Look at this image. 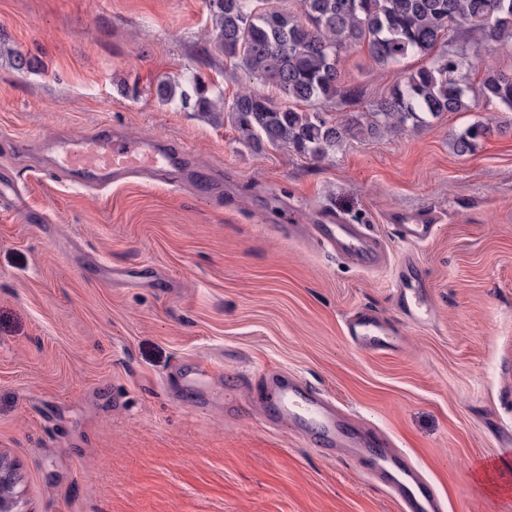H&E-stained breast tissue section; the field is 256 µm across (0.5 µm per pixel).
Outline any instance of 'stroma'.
Segmentation results:
<instances>
[{
	"mask_svg": "<svg viewBox=\"0 0 512 512\" xmlns=\"http://www.w3.org/2000/svg\"><path fill=\"white\" fill-rule=\"evenodd\" d=\"M208 0H0V454L20 512H399L363 463L314 448L250 405L268 372L297 376L418 464L446 512H512V485L478 476L512 460V132L470 154L448 146L474 122H512L475 102L420 127L350 139L317 161L244 143L230 119L162 102L157 83L197 74L232 104L280 91L231 66L207 34ZM37 58L19 71L10 51ZM411 55L344 56L335 118L365 112ZM109 127L180 152L175 171L105 190L54 175L41 146ZM370 225L384 267L327 253L295 224L324 214ZM397 214L438 217L424 243ZM413 257L433 318L405 317L393 288ZM368 309L400 336L372 354L345 335ZM203 392L176 381L202 358ZM238 388L237 412L224 391Z\"/></svg>",
	"mask_w": 512,
	"mask_h": 512,
	"instance_id": "35a3bbf8",
	"label": "stroma"
}]
</instances>
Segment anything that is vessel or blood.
Segmentation results:
<instances>
[{
    "instance_id": "vessel-or-blood-1",
    "label": "vessel or blood",
    "mask_w": 512,
    "mask_h": 512,
    "mask_svg": "<svg viewBox=\"0 0 512 512\" xmlns=\"http://www.w3.org/2000/svg\"><path fill=\"white\" fill-rule=\"evenodd\" d=\"M46 147L54 156L56 173L83 186H105L123 181L145 170H160L171 162L169 154L149 140L95 131L91 136L55 137ZM395 227L401 240L422 243L433 238L436 221L430 217H399ZM316 242L345 260L374 269L382 262V249L368 226L349 224L329 216L327 223L314 228ZM411 264L398 274L397 297L407 316L416 323L433 315L428 290L411 275ZM347 337L367 352H390L399 346L391 326L377 315L358 311L346 320ZM272 393L271 421L302 434H317L323 451L344 449L355 459L365 461L374 479L385 485L398 501L401 512H445V503L433 484L405 455L390 448L388 441L373 428L354 436L344 419L320 394L300 380L280 374L266 378Z\"/></svg>"
}]
</instances>
